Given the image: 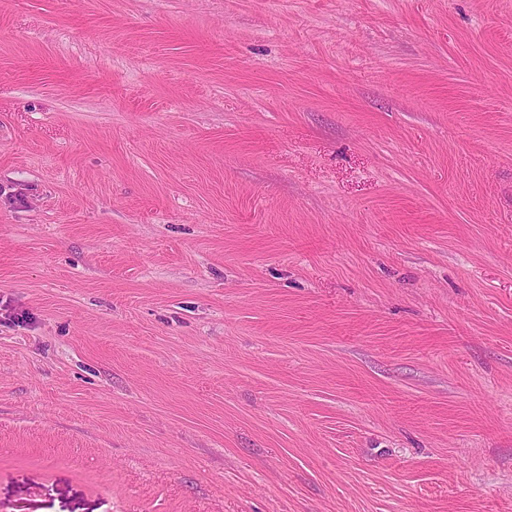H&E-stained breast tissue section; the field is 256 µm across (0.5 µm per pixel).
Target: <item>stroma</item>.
Here are the masks:
<instances>
[{
    "label": "stroma",
    "mask_w": 512,
    "mask_h": 512,
    "mask_svg": "<svg viewBox=\"0 0 512 512\" xmlns=\"http://www.w3.org/2000/svg\"><path fill=\"white\" fill-rule=\"evenodd\" d=\"M0 512H512V0H0Z\"/></svg>",
    "instance_id": "1"
}]
</instances>
